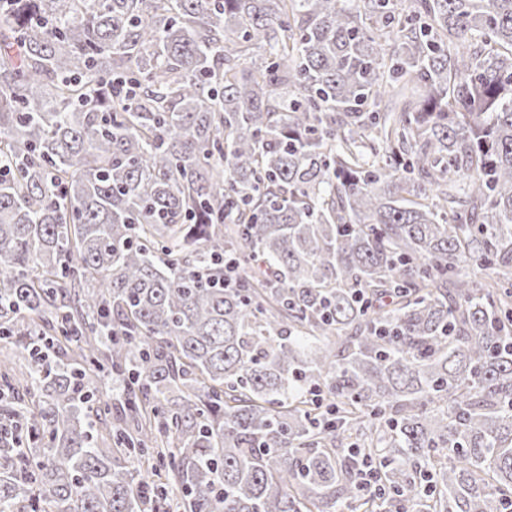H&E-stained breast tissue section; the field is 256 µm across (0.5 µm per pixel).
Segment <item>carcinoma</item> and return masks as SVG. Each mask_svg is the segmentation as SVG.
Here are the masks:
<instances>
[{
	"mask_svg": "<svg viewBox=\"0 0 512 512\" xmlns=\"http://www.w3.org/2000/svg\"><path fill=\"white\" fill-rule=\"evenodd\" d=\"M0 164V512H512V0H0Z\"/></svg>",
	"mask_w": 512,
	"mask_h": 512,
	"instance_id": "1",
	"label": "carcinoma"
}]
</instances>
